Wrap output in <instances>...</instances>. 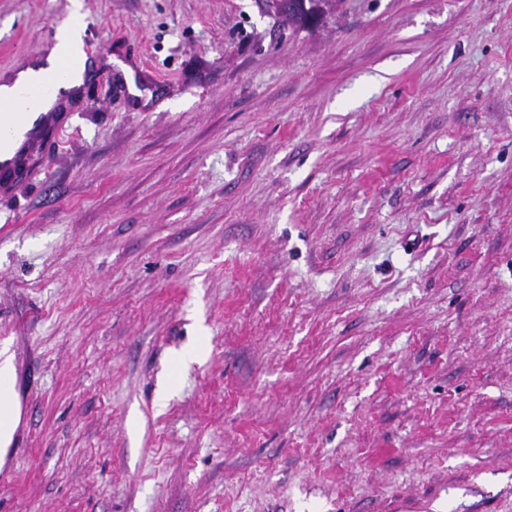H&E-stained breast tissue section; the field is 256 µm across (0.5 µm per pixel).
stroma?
<instances>
[{
  "label": "stroma",
  "mask_w": 512,
  "mask_h": 512,
  "mask_svg": "<svg viewBox=\"0 0 512 512\" xmlns=\"http://www.w3.org/2000/svg\"><path fill=\"white\" fill-rule=\"evenodd\" d=\"M75 21L0 512H512V0H0V80ZM269 8L285 16L288 14L289 20L292 17L309 19L312 17L320 20L338 10V0H267Z\"/></svg>",
  "instance_id": "1"
}]
</instances>
